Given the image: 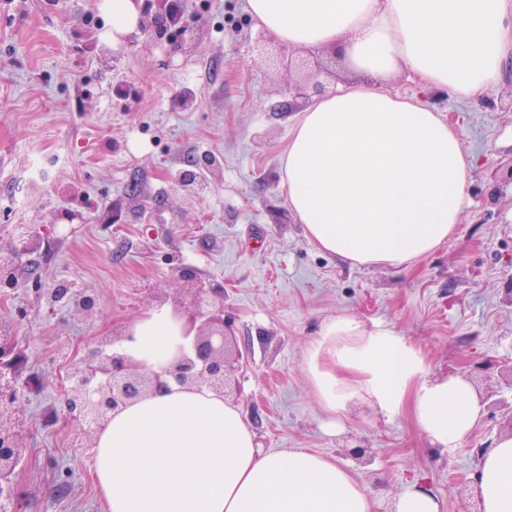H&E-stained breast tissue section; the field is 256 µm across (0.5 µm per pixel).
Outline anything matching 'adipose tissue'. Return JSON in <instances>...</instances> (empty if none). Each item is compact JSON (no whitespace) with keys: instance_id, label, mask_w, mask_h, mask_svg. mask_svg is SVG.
<instances>
[{"instance_id":"ef3b65f1","label":"adipose tissue","mask_w":512,"mask_h":512,"mask_svg":"<svg viewBox=\"0 0 512 512\" xmlns=\"http://www.w3.org/2000/svg\"><path fill=\"white\" fill-rule=\"evenodd\" d=\"M268 34L336 52L360 82L300 114L283 168L288 206L318 249L359 266L401 268L460 222L474 156L426 92L474 99L512 63V0H247ZM414 74L419 92L387 84ZM149 372L191 352L185 320L148 310L116 343ZM302 371L332 422L360 410L409 415L432 451L454 454L485 406L461 374L435 375L422 348L382 322L341 313L307 343ZM108 512H372L350 469L304 448L263 451L243 409L208 388L145 397L116 412L93 448ZM482 512H512V433L474 475Z\"/></svg>"}]
</instances>
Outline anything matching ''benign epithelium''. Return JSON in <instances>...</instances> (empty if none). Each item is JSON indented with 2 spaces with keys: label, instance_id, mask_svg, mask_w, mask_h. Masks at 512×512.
<instances>
[{
  "label": "benign epithelium",
  "instance_id": "obj_1",
  "mask_svg": "<svg viewBox=\"0 0 512 512\" xmlns=\"http://www.w3.org/2000/svg\"><path fill=\"white\" fill-rule=\"evenodd\" d=\"M139 5L137 31L160 43L170 39L178 23L175 0H134ZM192 322H200L193 336V353L178 356L162 374L147 372L137 363L111 350L112 345L131 337L127 331L103 338L75 367L73 386L64 401L65 421L92 439L112 418V413L169 389L170 383L183 388L205 386L222 395L228 377L239 361L238 350L229 348V324L224 318V289L201 284L189 289ZM20 398L19 388L0 382V406ZM18 432L10 419L0 414V512L14 498L11 475L24 457Z\"/></svg>",
  "mask_w": 512,
  "mask_h": 512
}]
</instances>
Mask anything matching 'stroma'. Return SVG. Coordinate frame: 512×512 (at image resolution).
Listing matches in <instances>:
<instances>
[{
    "label": "stroma",
    "mask_w": 512,
    "mask_h": 512,
    "mask_svg": "<svg viewBox=\"0 0 512 512\" xmlns=\"http://www.w3.org/2000/svg\"><path fill=\"white\" fill-rule=\"evenodd\" d=\"M176 44H112L100 0H0V372L18 381L12 413L26 449L18 512H108L93 454L62 414L74 364L150 308L187 301L181 269L223 289L233 340L248 352L228 401L259 447L307 448L351 468L372 512H394L420 477L442 512H480L473 450L512 432V73L472 103L431 104L464 131L478 164L455 235L403 269L350 264L312 245L288 207L282 158L305 104L288 88L321 61L323 93L351 80L258 28L246 0H179ZM206 186L190 197L184 171ZM66 284L98 312L48 307ZM342 312L411 338L439 374L500 400L465 449L432 453L409 416L354 411L327 424L302 372L323 320Z\"/></svg>",
    "instance_id": "stroma-1"
}]
</instances>
